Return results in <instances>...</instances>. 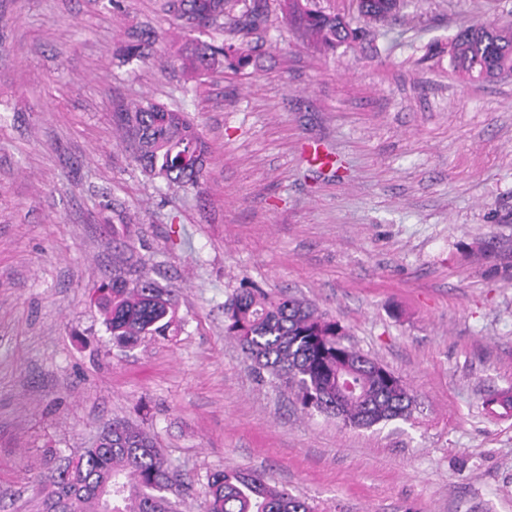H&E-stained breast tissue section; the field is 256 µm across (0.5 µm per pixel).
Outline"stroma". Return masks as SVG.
Instances as JSON below:
<instances>
[{
  "instance_id": "35a3bbf8",
  "label": "stroma",
  "mask_w": 512,
  "mask_h": 512,
  "mask_svg": "<svg viewBox=\"0 0 512 512\" xmlns=\"http://www.w3.org/2000/svg\"><path fill=\"white\" fill-rule=\"evenodd\" d=\"M239 72L188 78L158 0H0V512H37L42 451L145 428L177 512L206 476L265 471L318 512H512V75L449 65L464 24L512 0H417L336 51L277 0ZM157 37L142 60L122 48ZM185 113L199 186L142 172L112 114ZM178 292L177 335L113 344L92 295L113 276ZM316 305L412 390L370 428L300 410L224 332L241 282Z\"/></svg>"
}]
</instances>
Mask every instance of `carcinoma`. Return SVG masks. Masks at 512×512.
I'll use <instances>...</instances> for the list:
<instances>
[{
	"mask_svg": "<svg viewBox=\"0 0 512 512\" xmlns=\"http://www.w3.org/2000/svg\"><path fill=\"white\" fill-rule=\"evenodd\" d=\"M412 0H356L358 19L381 21ZM169 12L195 27L222 32L257 29L267 22L259 0H168ZM282 15L303 42L334 51L357 41L363 29L331 14L321 0H280ZM242 43L214 45L192 40L171 63L193 74L212 68L238 70L249 63ZM449 64L465 79L494 80L512 73V21L477 22L450 43ZM115 125L147 174L166 184L197 186L206 146L184 113L147 101L115 113ZM112 341L135 347L147 336L166 337L175 323L176 290L151 279L120 277L95 291ZM224 330L258 372L294 388L302 408L337 419L346 427L370 428L411 416L409 388L383 364L344 343L346 333L310 303L262 288H238L224 304ZM62 464L39 472L34 483L42 512H174L168 461L157 442L128 422L103 428L94 444L74 455L44 449ZM203 512H315L306 500L269 484L251 469L207 475Z\"/></svg>",
	"mask_w": 512,
	"mask_h": 512,
	"instance_id": "1",
	"label": "carcinoma"
}]
</instances>
